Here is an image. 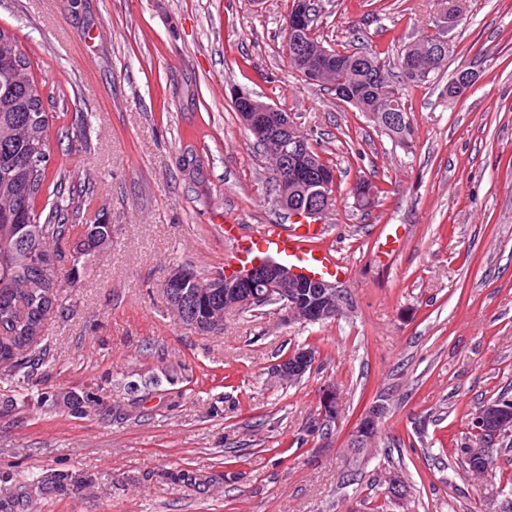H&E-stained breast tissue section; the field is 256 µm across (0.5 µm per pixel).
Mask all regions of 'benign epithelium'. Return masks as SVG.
Segmentation results:
<instances>
[{"instance_id":"obj_1","label":"benign epithelium","mask_w":512,"mask_h":512,"mask_svg":"<svg viewBox=\"0 0 512 512\" xmlns=\"http://www.w3.org/2000/svg\"><path fill=\"white\" fill-rule=\"evenodd\" d=\"M311 19L310 0H293L286 31L295 47L294 58L311 60L314 63L311 75L315 78L331 76L336 71L329 60L331 52L316 42L295 38L308 27ZM235 103L241 111L242 124L270 136L281 148L284 164L292 169L291 177L277 198L279 206L299 223H306L322 214L332 200L330 190L335 185L325 173L312 176V172L318 169L316 159L308 149V142L297 135L291 115L245 92L236 94ZM169 280L188 283L210 293H224L226 311L246 310L258 301L269 299L275 302L285 319L301 324H316L334 318L338 309L339 292L335 283L321 277H304L295 269L273 260L256 262L232 276L218 272L206 280L191 268L177 267L169 275ZM315 361L313 351L297 350L275 363L271 374L279 380L290 376L299 378L313 368ZM338 400L336 386H324L319 394L317 419L322 422L335 418ZM504 410L505 407L495 400L484 404L476 413L477 432L490 443L497 442L502 435V431L490 426L492 416ZM382 413L383 407L376 404L364 411L351 432L352 442L360 445L371 442V428Z\"/></svg>"}]
</instances>
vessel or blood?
<instances>
[{"label": "vessel or blood", "instance_id": "obj_1", "mask_svg": "<svg viewBox=\"0 0 512 512\" xmlns=\"http://www.w3.org/2000/svg\"><path fill=\"white\" fill-rule=\"evenodd\" d=\"M323 234L322 227L301 224L290 231L272 227L258 235L241 233L239 225L224 227V238L230 248L224 257L227 270L235 271L266 257H279L294 266L300 273L314 277L339 279L347 276L348 269L329 251L316 246V239Z\"/></svg>", "mask_w": 512, "mask_h": 512}]
</instances>
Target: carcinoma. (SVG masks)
<instances>
[{
	"instance_id": "obj_1",
	"label": "carcinoma",
	"mask_w": 512,
	"mask_h": 512,
	"mask_svg": "<svg viewBox=\"0 0 512 512\" xmlns=\"http://www.w3.org/2000/svg\"><path fill=\"white\" fill-rule=\"evenodd\" d=\"M433 41L424 33L407 45L398 58L396 69L376 51L331 49L336 57V82L332 86L351 87L361 112L390 110L407 112L405 90L435 83L441 60L423 54ZM420 60V75L405 67L408 56ZM49 113L41 89L31 71V61L18 53L16 40L0 30V354L18 356L4 367L31 381L45 364L47 318L61 308L59 301L67 287L62 247L72 243L75 253L74 276L87 273L92 258L112 248V234L106 224L81 221L88 189L78 187L59 175L49 208L37 209L47 167L43 164L49 150ZM80 226V234H73ZM169 304L184 305L187 319L200 325L214 324L219 332L224 317V298L199 296L190 288L166 283ZM472 473L493 469L495 449L481 442L461 449Z\"/></svg>"
}]
</instances>
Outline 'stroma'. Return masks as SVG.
Segmentation results:
<instances>
[{
	"label": "stroma",
	"mask_w": 512,
	"mask_h": 512,
	"mask_svg": "<svg viewBox=\"0 0 512 512\" xmlns=\"http://www.w3.org/2000/svg\"><path fill=\"white\" fill-rule=\"evenodd\" d=\"M289 0H0V30L31 60L50 120L47 188L90 184L89 223L112 248L45 325L49 363L29 386L0 370V512H512V449L492 476L463 447L484 401L512 398V0H456L464 19L434 85L405 92L412 140L308 85L289 66ZM319 34L397 60L435 32L443 0H321ZM476 79L441 90L459 67ZM245 91L291 113L336 169L323 248L348 266L343 314L314 326L275 306L231 310L224 331L182 324L166 302L178 266L224 268L225 220L248 234L293 222L265 153L241 125ZM87 116L89 148L66 128ZM381 192L358 207V180ZM317 345L294 385L269 369ZM339 418L311 433L318 393ZM57 394L58 404L40 402ZM89 398L83 414L67 401ZM386 412L361 454L349 432ZM65 474L36 489V473ZM401 476L405 495L388 493ZM339 391L334 384L323 387L319 394L318 416L317 419L322 422L325 419H336V405H338Z\"/></svg>",
	"instance_id": "1"
}]
</instances>
